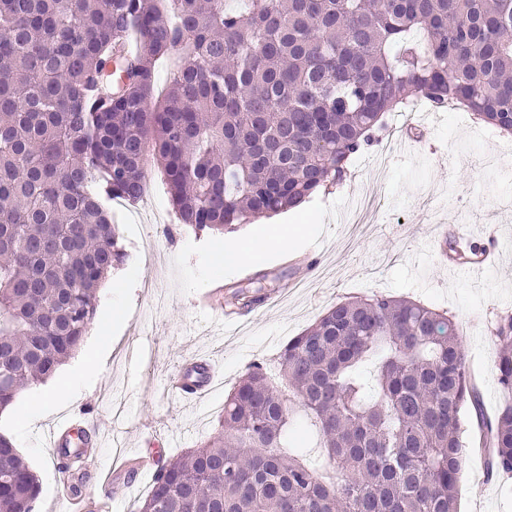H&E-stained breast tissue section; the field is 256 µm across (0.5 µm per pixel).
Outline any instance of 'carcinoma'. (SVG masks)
<instances>
[{
    "mask_svg": "<svg viewBox=\"0 0 512 512\" xmlns=\"http://www.w3.org/2000/svg\"><path fill=\"white\" fill-rule=\"evenodd\" d=\"M0 0V412L74 356L127 259L112 201L147 148L180 223L238 231L340 183L389 112L456 106L512 134V0ZM133 37L137 52H122ZM171 61L155 97L156 63ZM496 376L512 393V334ZM248 366L220 432L163 463L138 512H457L462 414L512 474V403L481 412L456 322L354 297ZM300 408L318 455L291 438ZM0 512L37 474L0 432Z\"/></svg>",
    "mask_w": 512,
    "mask_h": 512,
    "instance_id": "1",
    "label": "carcinoma"
}]
</instances>
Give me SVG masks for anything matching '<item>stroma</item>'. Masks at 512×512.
Listing matches in <instances>:
<instances>
[{
	"mask_svg": "<svg viewBox=\"0 0 512 512\" xmlns=\"http://www.w3.org/2000/svg\"><path fill=\"white\" fill-rule=\"evenodd\" d=\"M405 113L393 112L373 143L352 160L340 188L307 200L296 223L306 225L296 246L272 258L245 262L225 273L214 262L221 235L179 224L157 167L146 173L148 205L115 203L116 222L129 259L112 270L99 290L96 322L112 324V342L93 371L84 368L94 353L92 337L57 371L69 381L65 397L37 405L51 382L23 390L14 407L0 414V430L40 477L39 507L53 512L68 480H76L88 504L118 496L115 512H133L152 483L125 488L124 464L132 449L169 458L218 430L224 399L246 368L273 362L281 348L331 305L350 296L382 293L446 312L463 331L471 368L479 379L481 407L493 416L512 401L497 381V347L492 337L499 318L512 315V136L453 109L421 107V126L411 154L399 150L397 135ZM375 195L377 210L365 231L351 235V193ZM462 226L481 245L499 244L498 266L484 284L445 277L435 263L431 228ZM312 254L313 269L293 266ZM301 288H292V278ZM228 290L260 286L270 306L262 315L231 307V328L214 324L196 305L211 281ZM197 354L211 356L224 377L200 401L189 404L168 393L169 378ZM37 409L22 421L17 411ZM95 422L105 434L94 466L54 465L43 435L61 418ZM469 468L459 484L458 512H512V475H488L485 457L469 450Z\"/></svg>",
	"mask_w": 512,
	"mask_h": 512,
	"instance_id": "stroma-1",
	"label": "stroma"
}]
</instances>
